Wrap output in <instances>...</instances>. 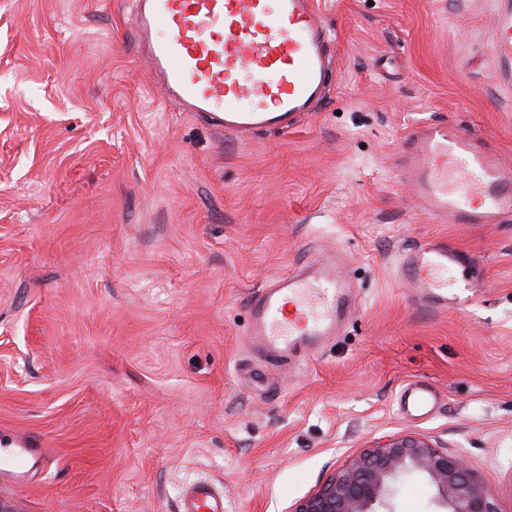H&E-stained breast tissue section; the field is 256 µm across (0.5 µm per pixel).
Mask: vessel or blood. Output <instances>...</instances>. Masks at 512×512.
Here are the masks:
<instances>
[{
	"label": "vessel or blood",
	"mask_w": 512,
	"mask_h": 512,
	"mask_svg": "<svg viewBox=\"0 0 512 512\" xmlns=\"http://www.w3.org/2000/svg\"><path fill=\"white\" fill-rule=\"evenodd\" d=\"M133 40L165 95L186 111L215 116L225 131L292 127L311 111L333 78L330 36L316 0H135ZM490 54L500 82H512V0H497ZM400 166L436 224H500L512 219V174L478 136L446 123L416 127L399 144ZM464 258L444 244L402 254L399 275L429 306L472 300L479 283L460 280ZM353 287L341 263L314 257L275 277L249 302L247 336L270 362L313 355L335 335ZM437 404L428 385L399 395L403 412L422 417ZM42 457L30 442L0 450V479L24 487ZM178 512H224V497L204 480L185 486Z\"/></svg>",
	"instance_id": "obj_1"
}]
</instances>
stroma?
<instances>
[{
    "label": "stroma",
    "mask_w": 512,
    "mask_h": 512,
    "mask_svg": "<svg viewBox=\"0 0 512 512\" xmlns=\"http://www.w3.org/2000/svg\"><path fill=\"white\" fill-rule=\"evenodd\" d=\"M133 0H0V442L49 456L0 512H174L206 478L228 512H293L349 455L415 433L512 512V221L436 224L397 169L420 123L512 170L493 0H317L336 81L290 131L224 132L168 100ZM482 280L427 307L404 248ZM336 254L357 298L314 356L268 364L248 300ZM422 382L438 405L403 415ZM398 401L406 414L423 417L435 408L437 395L430 386L412 382L402 389Z\"/></svg>",
    "instance_id": "35a3bbf8"
}]
</instances>
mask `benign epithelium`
Here are the masks:
<instances>
[{"label": "benign epithelium", "instance_id": "1", "mask_svg": "<svg viewBox=\"0 0 512 512\" xmlns=\"http://www.w3.org/2000/svg\"><path fill=\"white\" fill-rule=\"evenodd\" d=\"M411 476L434 488L440 512H501L494 490L462 456L413 433L352 454L292 512H378L376 506L392 497L395 484Z\"/></svg>", "mask_w": 512, "mask_h": 512}]
</instances>
